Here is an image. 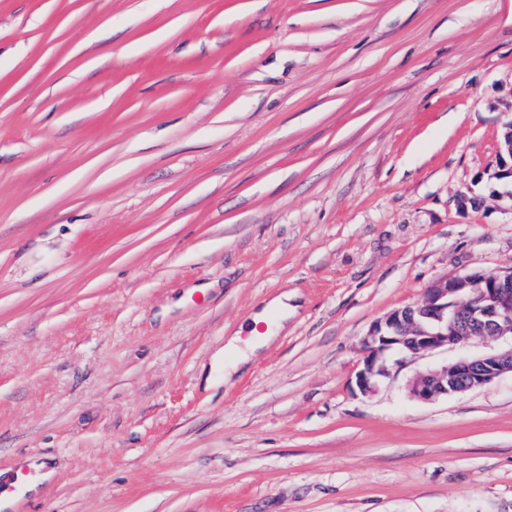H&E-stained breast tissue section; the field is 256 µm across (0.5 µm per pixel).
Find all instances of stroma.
Here are the masks:
<instances>
[{
	"label": "stroma",
	"mask_w": 512,
	"mask_h": 512,
	"mask_svg": "<svg viewBox=\"0 0 512 512\" xmlns=\"http://www.w3.org/2000/svg\"><path fill=\"white\" fill-rule=\"evenodd\" d=\"M510 121L512 0H0V487L53 471L17 512H512V374L406 390L511 336L355 386L377 320L512 270ZM494 175L499 180L510 181V192L505 193L512 197V121L505 126L499 151L498 170ZM290 298L291 295L288 294V291H285L272 299L260 311L255 312L250 316L247 326L245 328L241 327L230 341L224 345V349L217 353L211 374L207 380L208 386L212 385V375L222 361L224 364L225 380V368H236V366L246 356L247 351L254 353L269 344L279 330L284 327V324L288 322V316L293 310V308L288 305V300ZM272 311L277 314V318L275 322L271 323L269 315ZM260 323H266L268 325L265 332L258 331L257 326ZM244 330L248 333V337L246 339L241 338L242 331Z\"/></svg>",
	"instance_id": "35a3bbf8"
}]
</instances>
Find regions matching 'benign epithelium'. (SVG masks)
<instances>
[{"label": "benign epithelium", "instance_id": "benign-epithelium-1", "mask_svg": "<svg viewBox=\"0 0 512 512\" xmlns=\"http://www.w3.org/2000/svg\"><path fill=\"white\" fill-rule=\"evenodd\" d=\"M495 177L512 182V121L503 132ZM507 334L512 336V271L438 280L425 290L420 304L394 310L372 326L363 340L366 356L355 385L364 395L374 392L386 373L383 356L389 350L417 354ZM507 372H512V348L420 373L408 393L432 402L488 386Z\"/></svg>", "mask_w": 512, "mask_h": 512}]
</instances>
